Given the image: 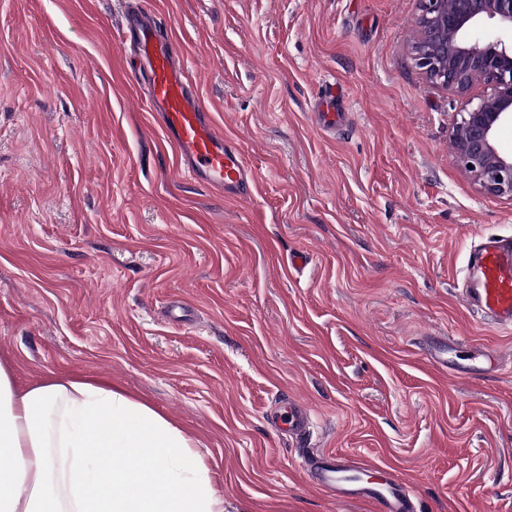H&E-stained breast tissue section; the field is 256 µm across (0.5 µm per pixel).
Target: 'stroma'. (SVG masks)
I'll return each instance as SVG.
<instances>
[{"label":"stroma","mask_w":512,"mask_h":512,"mask_svg":"<svg viewBox=\"0 0 512 512\" xmlns=\"http://www.w3.org/2000/svg\"><path fill=\"white\" fill-rule=\"evenodd\" d=\"M157 14L245 201L186 176L120 40ZM418 0H0V355L18 382L104 378L199 443L224 512H375L299 463L392 466L421 512H512V332L460 298L512 200L457 165L466 98L410 51ZM338 83L351 126L311 112ZM298 250L311 264L289 269ZM437 340L501 358L442 370ZM304 443L278 429L289 399Z\"/></svg>","instance_id":"stroma-1"}]
</instances>
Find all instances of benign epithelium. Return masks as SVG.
I'll return each instance as SVG.
<instances>
[{"label": "benign epithelium", "instance_id": "7a95c632", "mask_svg": "<svg viewBox=\"0 0 512 512\" xmlns=\"http://www.w3.org/2000/svg\"><path fill=\"white\" fill-rule=\"evenodd\" d=\"M488 22L500 31L481 42L472 33ZM412 58L431 84L466 96L481 83L489 92L467 101L451 143L458 166L489 195L512 198V155L497 146L512 125V0H420Z\"/></svg>", "mask_w": 512, "mask_h": 512}]
</instances>
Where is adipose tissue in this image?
I'll use <instances>...</instances> for the list:
<instances>
[{
	"label": "adipose tissue",
	"mask_w": 512,
	"mask_h": 512,
	"mask_svg": "<svg viewBox=\"0 0 512 512\" xmlns=\"http://www.w3.org/2000/svg\"><path fill=\"white\" fill-rule=\"evenodd\" d=\"M0 512H224L196 441L105 380L0 360Z\"/></svg>",
	"instance_id": "1"
}]
</instances>
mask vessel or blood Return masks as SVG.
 Masks as SVG:
<instances>
[{"mask_svg": "<svg viewBox=\"0 0 512 512\" xmlns=\"http://www.w3.org/2000/svg\"><path fill=\"white\" fill-rule=\"evenodd\" d=\"M125 33L133 34L148 109L187 171L208 186L249 197L252 171L241 149L213 122L177 57L174 39L161 36L155 16L136 12L126 19ZM347 115L344 97L334 83H325L313 111L324 129L335 128ZM463 297L467 305L497 328L512 331V239L486 237L466 272ZM300 468L310 483L339 504L368 502L379 512H418L408 486L391 475L380 482L363 480L366 472H380L373 461L347 459L319 451L302 460Z\"/></svg>", "mask_w": 512, "mask_h": 512, "instance_id": "b4317fda", "label": "vessel or blood"}]
</instances>
